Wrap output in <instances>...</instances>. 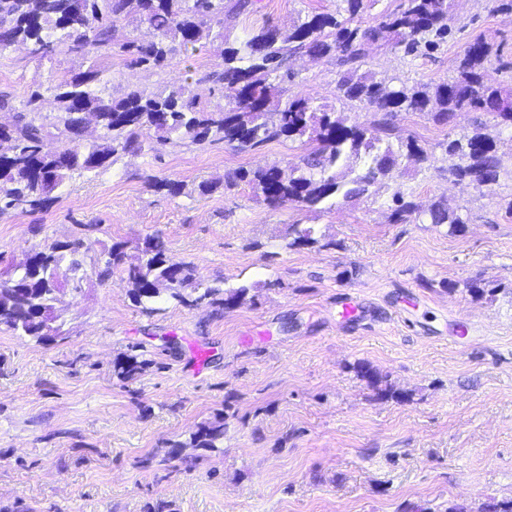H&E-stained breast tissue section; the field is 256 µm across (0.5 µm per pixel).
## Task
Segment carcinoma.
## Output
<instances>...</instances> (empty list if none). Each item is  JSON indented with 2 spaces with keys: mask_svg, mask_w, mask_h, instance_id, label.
<instances>
[{
  "mask_svg": "<svg viewBox=\"0 0 512 512\" xmlns=\"http://www.w3.org/2000/svg\"><path fill=\"white\" fill-rule=\"evenodd\" d=\"M452 0H400L375 26L356 20L363 0H339L333 13L309 16L288 30L264 26L238 43H229L226 24L236 16L255 11V0H0V57L15 45H25L29 56L53 62L59 55L90 59L77 73L53 75L56 112H41L42 93L33 90L10 125H0V211H42L57 199L55 193L74 172L98 173L122 155L146 151L156 154L173 142L191 145L224 143L245 152L271 142L303 140L309 150L298 162L226 174L224 189L247 183L254 196L269 206L294 201L323 209L333 200L346 201L370 195V188L401 176V158L424 155L417 140L404 137L395 124L401 112H419L436 124H448L457 111L478 113L472 131L444 146L446 173L458 182L482 188L498 183L501 167L496 145L483 132L481 115L490 114L498 124L512 128V93L484 84L481 67L492 46L480 39L465 44L456 74L435 85L398 80L388 86L361 71L370 46L378 43L407 54L433 51L448 41L453 28ZM146 23L156 31L150 41H139L124 32L126 22ZM220 41L222 69L204 73L199 81L211 83L220 100L204 101L191 84L174 80L152 92L138 87L114 97L105 76L114 57L129 65L163 69L172 65L177 49H188L203 38ZM295 54L332 56L339 68L337 96L372 113L367 126L349 125L310 97L290 93L288 58ZM96 118L101 134L83 144L85 121ZM153 131L150 143L143 129ZM56 139L60 146L46 148ZM150 187L169 196L183 193L184 184L149 179ZM394 222L427 218L458 232L466 218L441 203L426 211L396 188L391 196ZM314 229L291 225L287 247L315 244ZM116 242L91 262L99 282L115 271L126 274L131 300L151 312L174 301L193 306L205 300L230 307L245 298L248 288L221 289L205 283L194 266L174 262L161 243L144 239L137 253L125 252ZM79 238L55 241L28 252L25 266L0 270V326L40 342L65 340L57 325L48 339L42 331L43 316L56 312L60 279L70 291L81 292L85 260ZM144 362L128 355L113 365L121 380H132ZM224 438V424L216 418L201 423L189 444L170 445L168 457L189 446L213 450Z\"/></svg>",
  "mask_w": 512,
  "mask_h": 512,
  "instance_id": "1",
  "label": "carcinoma"
}]
</instances>
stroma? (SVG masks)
<instances>
[{
    "instance_id": "35a3bbf8",
    "label": "stroma",
    "mask_w": 512,
    "mask_h": 512,
    "mask_svg": "<svg viewBox=\"0 0 512 512\" xmlns=\"http://www.w3.org/2000/svg\"><path fill=\"white\" fill-rule=\"evenodd\" d=\"M336 0H258L233 19L236 40L264 25L287 30ZM456 34L428 55L372 47L377 80L437 84L454 75L465 42L496 52L487 84L512 89V16L489 0H452ZM222 63L202 39L170 68L112 61L109 91L156 89L188 79L209 98L203 72ZM290 89L362 125L370 115L337 99L334 58L288 61ZM50 63L17 47L0 58V91L22 105L30 90L55 104ZM475 115L438 125L415 112L396 124L428 151L410 158L398 183L422 207L440 202L467 220L394 223L391 188L320 210L294 202L271 207L228 172L298 161L307 147L272 142L249 152L221 143L174 142L161 153L120 157L108 170L73 176L45 211L0 212V268L35 247L81 238L93 259L121 241L163 242L167 256L192 264L209 284L248 286L237 306L163 304L148 313L129 296L122 272L108 282L86 275L57 310L69 337L41 343L0 329V512L16 502L34 512H479L512 499V136L484 121L501 164L497 184L450 182L444 142L469 131ZM184 184L172 197L147 176ZM215 183L213 193L198 191ZM313 228L316 244L291 248L289 225ZM483 295L471 292V285ZM356 318L340 314L345 299ZM208 350L197 365L194 348ZM136 354L133 380L113 373ZM367 365L389 397L357 373ZM227 412L216 450L188 447L204 421ZM184 442L168 458L171 442ZM148 454L166 459L144 469Z\"/></svg>"
}]
</instances>
